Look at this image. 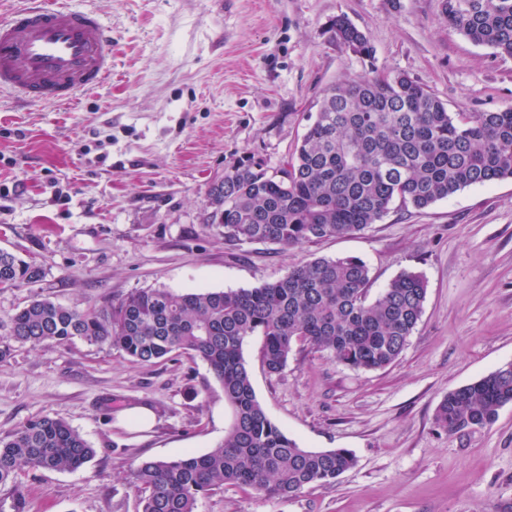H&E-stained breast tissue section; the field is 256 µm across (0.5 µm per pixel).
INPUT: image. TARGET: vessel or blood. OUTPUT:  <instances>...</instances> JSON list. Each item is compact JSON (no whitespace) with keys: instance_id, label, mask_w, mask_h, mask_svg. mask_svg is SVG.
Returning <instances> with one entry per match:
<instances>
[{"instance_id":"vessel-or-blood-1","label":"vessel or blood","mask_w":512,"mask_h":512,"mask_svg":"<svg viewBox=\"0 0 512 512\" xmlns=\"http://www.w3.org/2000/svg\"><path fill=\"white\" fill-rule=\"evenodd\" d=\"M112 75V29L67 0H25L0 16V93L67 104Z\"/></svg>"}]
</instances>
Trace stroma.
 I'll list each match as a JSON object with an SVG mask.
<instances>
[{"instance_id": "35a3bbf8", "label": "stroma", "mask_w": 512, "mask_h": 512, "mask_svg": "<svg viewBox=\"0 0 512 512\" xmlns=\"http://www.w3.org/2000/svg\"><path fill=\"white\" fill-rule=\"evenodd\" d=\"M112 27V76L71 103L19 107L0 96V249L38 280L0 288V435L36 416L64 419L96 448L75 471L19 475L29 512H141L130 466L209 451L231 419L202 362L136 363L77 339L33 348L11 321L46 298L106 309L147 288H253L314 257L355 256L373 291L400 272L427 282L424 313L399 360L361 371L294 349L266 373L261 336L243 355L257 399L300 447L345 448L356 466L283 499L228 487L199 512H512V404L493 425L447 433L438 402L512 363V179L416 209L393 206L360 235L299 247L231 243L212 184L251 157L280 168L325 89L364 66L332 41L343 14L377 66L425 85L452 112L512 107V57L448 28L441 0H69ZM150 406L152 429L119 425Z\"/></svg>"}]
</instances>
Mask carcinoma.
Listing matches in <instances>:
<instances>
[{
  "instance_id": "1",
  "label": "carcinoma",
  "mask_w": 512,
  "mask_h": 512,
  "mask_svg": "<svg viewBox=\"0 0 512 512\" xmlns=\"http://www.w3.org/2000/svg\"><path fill=\"white\" fill-rule=\"evenodd\" d=\"M448 26L476 45L512 57V0H442ZM329 31L364 71L329 87L286 165L269 172L251 158L212 185L214 217L228 242L298 247L351 236L391 207L425 208L476 184L512 179V108L450 112L425 85L375 65L366 33L338 15ZM40 270L0 250V287H18ZM366 263L354 256L303 261L254 288L206 293L149 288L110 308L81 310L34 300L12 320L9 336L33 347L81 338L140 362L176 353L204 362L224 390L232 422L201 455L142 459L130 469L142 512H198L199 501L227 486L287 498L330 485L356 465L345 448L309 450L288 437L256 398L243 356L247 337H263L267 372L280 373L295 347L326 352L355 370L384 369L405 350L424 310L426 283L398 274L368 299ZM512 404V364L461 386L438 403L436 425L456 433L486 428ZM96 454L66 421L48 415L0 437V486L20 474L78 470Z\"/></svg>"
}]
</instances>
